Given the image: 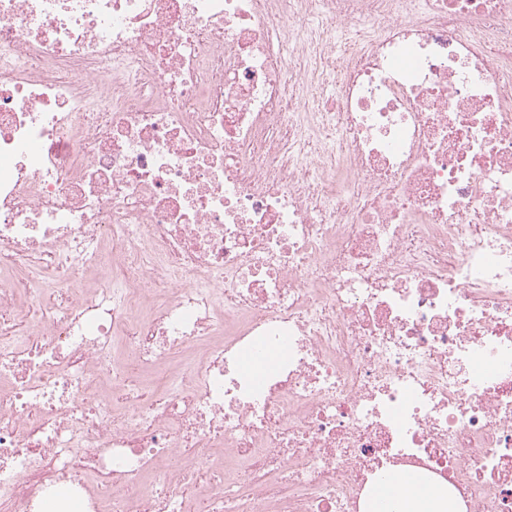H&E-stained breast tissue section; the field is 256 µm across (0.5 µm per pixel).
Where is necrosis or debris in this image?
Masks as SVG:
<instances>
[{"mask_svg":"<svg viewBox=\"0 0 512 512\" xmlns=\"http://www.w3.org/2000/svg\"><path fill=\"white\" fill-rule=\"evenodd\" d=\"M396 472L512 512V0H0V512Z\"/></svg>","mask_w":512,"mask_h":512,"instance_id":"1","label":"necrosis or debris"}]
</instances>
